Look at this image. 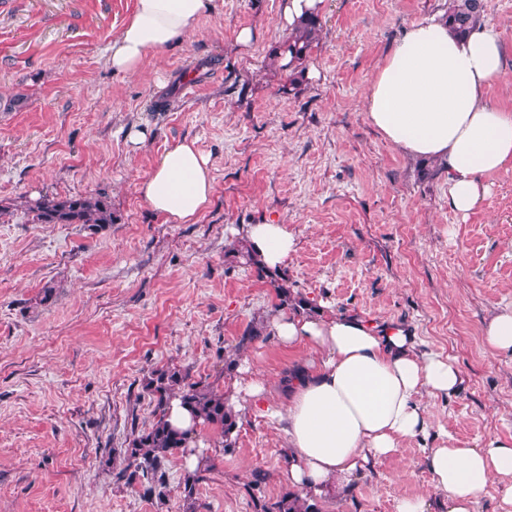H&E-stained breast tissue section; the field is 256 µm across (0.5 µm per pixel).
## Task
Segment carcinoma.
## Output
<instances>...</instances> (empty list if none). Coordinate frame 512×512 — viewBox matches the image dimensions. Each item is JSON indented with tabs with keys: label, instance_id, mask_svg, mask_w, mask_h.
<instances>
[{
	"label": "carcinoma",
	"instance_id": "1",
	"mask_svg": "<svg viewBox=\"0 0 512 512\" xmlns=\"http://www.w3.org/2000/svg\"><path fill=\"white\" fill-rule=\"evenodd\" d=\"M481 0H450L448 23L458 33L465 34L481 21ZM320 21L313 16L290 32L283 41L276 59L288 54L291 61L280 65L283 70L296 72L293 62L304 61L319 40ZM27 211L34 224H88L101 227L114 221L108 201L100 196L77 195L65 197H42L28 203ZM145 390L154 402V420L143 431H133L126 440V447L108 452L107 463L121 460L120 467L112 468L113 479L126 487L139 484L143 495L163 500L168 497L167 462L177 450L188 447L186 433L172 428L166 421L169 402L179 399L202 424L220 431V451L226 453L235 444L233 433L238 427L239 417L226 407L224 395L215 392L202 381H190L188 371L181 369H156L150 372L144 382ZM215 468L214 455L202 451L195 470L188 471L180 483V497L184 512H200L203 505L197 498V485L207 478ZM262 512H319L312 497L290 491L277 502L262 505Z\"/></svg>",
	"mask_w": 512,
	"mask_h": 512
}]
</instances>
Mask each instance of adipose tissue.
I'll list each match as a JSON object with an SVG mask.
<instances>
[{
	"label": "adipose tissue",
	"mask_w": 512,
	"mask_h": 512,
	"mask_svg": "<svg viewBox=\"0 0 512 512\" xmlns=\"http://www.w3.org/2000/svg\"><path fill=\"white\" fill-rule=\"evenodd\" d=\"M207 0H136V8L106 48L117 74H134L193 31ZM499 31L480 24L456 34L443 16L412 24L375 71L365 94L371 123L397 148L443 162L452 208L461 214L486 197L484 175L512 162V113L486 98L502 73ZM138 190L166 220H194L211 202L212 165L192 141L170 146ZM245 250L261 267H284L295 251L285 225H249ZM285 345L313 356L283 387L274 404L257 376L235 381L225 401L238 414L258 413L285 433L283 480L319 492L349 489L353 473L396 453L403 440L428 428L424 396L453 395L462 378L441 355L421 349L407 325L373 328L355 314L294 311L273 318ZM426 464L448 512H475L489 482L501 487L512 512V439L487 437L478 446L431 449Z\"/></svg>",
	"instance_id": "1"
}]
</instances>
